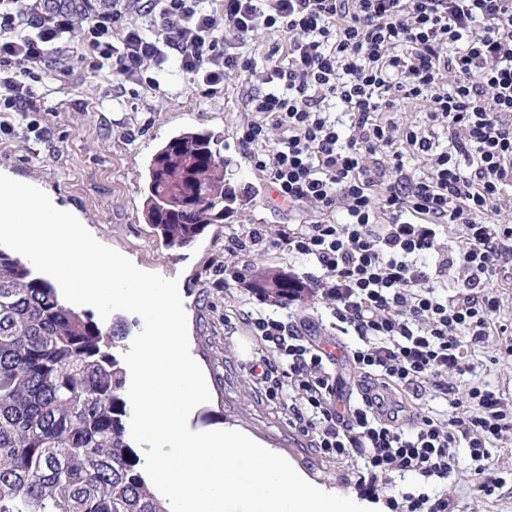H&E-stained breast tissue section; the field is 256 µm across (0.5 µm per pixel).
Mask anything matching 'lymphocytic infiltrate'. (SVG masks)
<instances>
[{
  "mask_svg": "<svg viewBox=\"0 0 512 512\" xmlns=\"http://www.w3.org/2000/svg\"><path fill=\"white\" fill-rule=\"evenodd\" d=\"M260 27L279 37L262 66L248 44ZM76 38L87 71L119 87L159 90L169 63L209 99L232 75L257 78L238 145L281 204L315 207L278 242L314 261L301 285L330 300L339 330L363 346L349 357L354 402L335 358L296 326L247 312L270 348L253 384L317 455L354 464L356 493L384 497L389 512H456L435 486L461 445L478 492L495 495L505 479L490 448L512 436V400L484 386L463 404L454 382L497 330L498 281L512 264V225L496 219L512 208V0H0V136L48 138L42 103L69 85ZM333 100L346 130L326 110ZM403 100L427 103L447 149L386 119ZM406 148L426 159L425 174L405 171ZM446 224L464 226L461 247L441 241ZM456 273L455 294H436L435 280ZM395 390L434 393L447 411L403 428ZM398 474L413 487L394 492Z\"/></svg>",
  "mask_w": 512,
  "mask_h": 512,
  "instance_id": "lymphocytic-infiltrate-1",
  "label": "lymphocytic infiltrate"
}]
</instances>
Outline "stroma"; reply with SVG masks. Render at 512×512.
<instances>
[{
    "label": "stroma",
    "mask_w": 512,
    "mask_h": 512,
    "mask_svg": "<svg viewBox=\"0 0 512 512\" xmlns=\"http://www.w3.org/2000/svg\"><path fill=\"white\" fill-rule=\"evenodd\" d=\"M71 81L72 91L50 95L44 103L51 129L46 141L0 139V173L41 188L56 205L71 210L99 242L138 268L177 280L190 353L211 395L210 401L190 413L191 430L239 428L289 459L326 490L354 497V490L346 485V466L308 448L306 438L289 425L287 416L276 405L262 401L250 381L249 367L266 355L267 346L249 335L241 320L243 312H280L319 346L336 341L350 352L361 342L355 334L333 329L329 304L322 297L283 309L258 300L236 278L241 263L224 253V235L233 229L263 224L274 238L283 225L301 224L313 215L309 208L272 206L266 175L240 152L239 127L249 118L243 107V77L232 76L225 96L210 100L200 97L179 74L171 76L169 87L159 92L146 93L130 84L123 105L117 108L112 105L111 86L83 66L75 67ZM133 127L139 134L131 141L125 132ZM190 127L222 136L226 181L244 199L225 214L223 223L208 227L194 245L170 249L143 219L148 167L165 141ZM222 276L229 279V287H216V279ZM505 347L504 337L494 335L471 348L475 370L457 384V399L467 401L470 387L481 385L503 390L512 398V357L506 356ZM475 468L467 453H460L448 480L446 490L459 512H512V480L496 497L486 499L477 490Z\"/></svg>",
    "instance_id": "1"
}]
</instances>
